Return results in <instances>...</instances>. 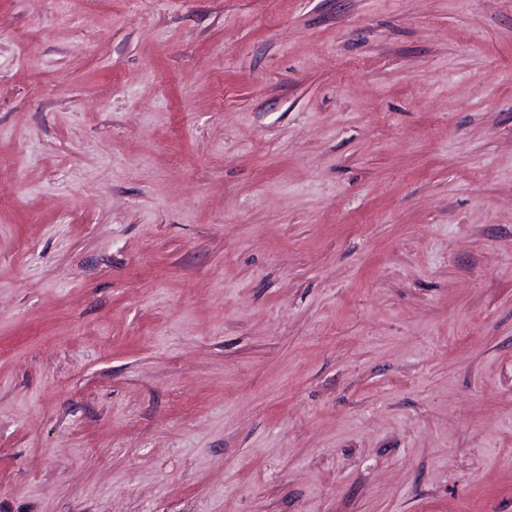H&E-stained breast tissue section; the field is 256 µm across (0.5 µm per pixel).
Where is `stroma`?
Listing matches in <instances>:
<instances>
[{
	"label": "stroma",
	"mask_w": 512,
	"mask_h": 512,
	"mask_svg": "<svg viewBox=\"0 0 512 512\" xmlns=\"http://www.w3.org/2000/svg\"><path fill=\"white\" fill-rule=\"evenodd\" d=\"M0 512H512V0H0Z\"/></svg>",
	"instance_id": "obj_1"
}]
</instances>
